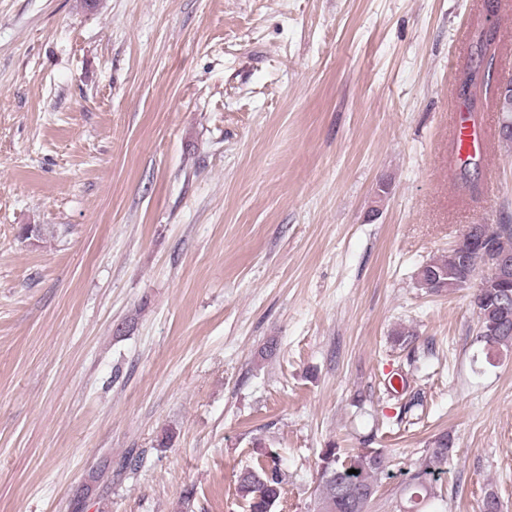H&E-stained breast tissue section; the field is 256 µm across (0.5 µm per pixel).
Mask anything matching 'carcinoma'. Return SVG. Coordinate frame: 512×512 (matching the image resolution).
I'll list each match as a JSON object with an SVG mask.
<instances>
[{"label":"carcinoma","mask_w":512,"mask_h":512,"mask_svg":"<svg viewBox=\"0 0 512 512\" xmlns=\"http://www.w3.org/2000/svg\"><path fill=\"white\" fill-rule=\"evenodd\" d=\"M486 23H477L476 40L460 73L473 91L463 102L466 120L478 125V113L487 107L501 112L502 119L496 129L498 140L512 143V83L490 91V75L483 73L484 65H492L501 51L498 39L485 35ZM467 252L484 266H494L502 258L512 260V225L499 224L497 232L485 239L472 236L464 244ZM438 275V283L430 287L434 292L458 290L461 275L460 249L448 252L422 265L417 274L418 283L431 282ZM478 321L496 330L486 337L483 345L498 350L512 348V276L491 292L480 293L473 300ZM455 450L453 437L446 433L430 442L424 458L407 472L401 489L407 506L403 512H421L418 505L434 504L438 498L433 482L441 473ZM261 461L255 467L243 470L237 479L236 492L248 512H274L283 492V476L276 453L264 448L257 451ZM388 457L380 448H362L346 454L330 444L319 453V482L315 489V512H361L359 499L369 493L376 494L381 479L388 475ZM354 469L356 473H348Z\"/></svg>","instance_id":"cac0c4a2"}]
</instances>
